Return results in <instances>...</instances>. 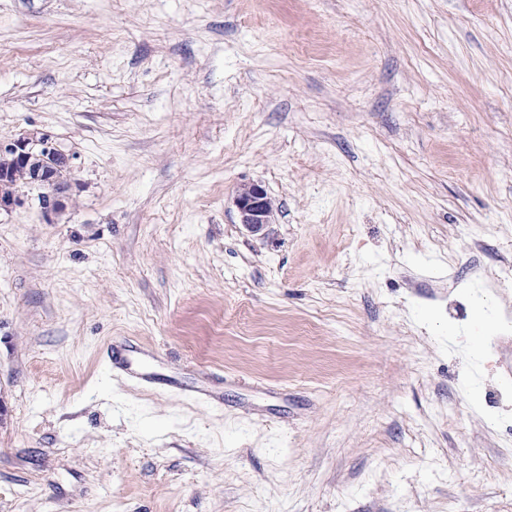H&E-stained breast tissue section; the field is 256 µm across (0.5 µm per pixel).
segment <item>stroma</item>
Segmentation results:
<instances>
[{
    "mask_svg": "<svg viewBox=\"0 0 512 512\" xmlns=\"http://www.w3.org/2000/svg\"><path fill=\"white\" fill-rule=\"evenodd\" d=\"M24 132L0 512H512V0H0ZM39 154L40 157L33 156ZM0 155L11 156L16 162H26L30 158L29 164H15L5 162L0 158V193L1 191H15L27 186L29 180V168L31 165L39 166L45 162L42 158L54 159V164L59 167L55 168L59 177H65L69 173L67 170L61 169L71 168V158H69L55 143L49 140L47 136L29 134L22 136L9 142H0ZM56 162L58 164H56ZM53 167L45 162L43 167ZM2 172H5L3 177ZM29 185L37 187L42 191L38 195L40 207L45 213L59 212L64 206V194L68 189L66 182L56 179L46 178L45 172L37 169L33 172ZM21 192L19 190L10 195L0 196V211H11L21 203ZM240 223L257 234L271 224L273 206L265 188L258 183L244 185L235 198Z\"/></svg>",
    "mask_w": 512,
    "mask_h": 512,
    "instance_id": "1",
    "label": "stroma"
}]
</instances>
